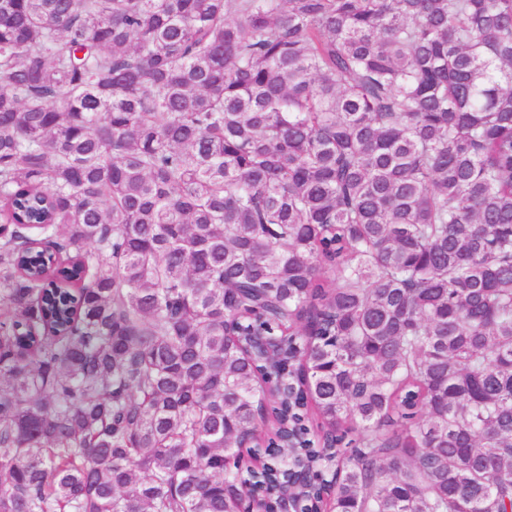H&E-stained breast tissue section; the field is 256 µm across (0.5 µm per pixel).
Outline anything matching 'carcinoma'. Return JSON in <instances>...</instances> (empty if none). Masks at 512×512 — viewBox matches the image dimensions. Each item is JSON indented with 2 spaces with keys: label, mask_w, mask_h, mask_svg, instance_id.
I'll return each instance as SVG.
<instances>
[{
  "label": "carcinoma",
  "mask_w": 512,
  "mask_h": 512,
  "mask_svg": "<svg viewBox=\"0 0 512 512\" xmlns=\"http://www.w3.org/2000/svg\"><path fill=\"white\" fill-rule=\"evenodd\" d=\"M512 512V0H0V512Z\"/></svg>",
  "instance_id": "cac0c4a2"
}]
</instances>
